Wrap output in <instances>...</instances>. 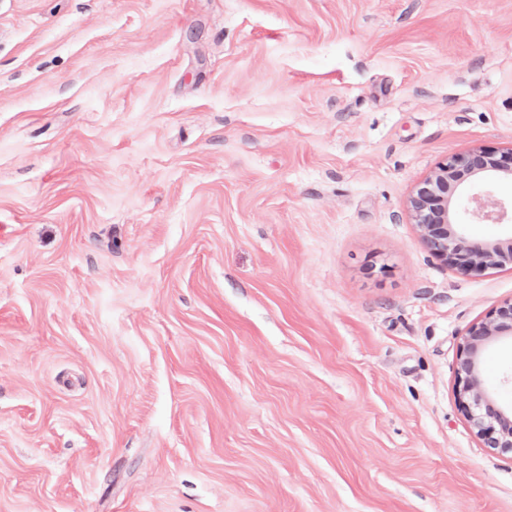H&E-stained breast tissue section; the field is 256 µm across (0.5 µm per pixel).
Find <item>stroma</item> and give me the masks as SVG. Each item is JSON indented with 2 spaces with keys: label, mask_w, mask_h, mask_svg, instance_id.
I'll list each match as a JSON object with an SVG mask.
<instances>
[{
  "label": "stroma",
  "mask_w": 512,
  "mask_h": 512,
  "mask_svg": "<svg viewBox=\"0 0 512 512\" xmlns=\"http://www.w3.org/2000/svg\"><path fill=\"white\" fill-rule=\"evenodd\" d=\"M478 147L512 0H0V512H512V268L408 211ZM504 339L512 341L511 299L466 329L456 361V395L472 433L483 447L498 454H512V406L497 402L484 377L485 354Z\"/></svg>",
  "instance_id": "obj_1"
}]
</instances>
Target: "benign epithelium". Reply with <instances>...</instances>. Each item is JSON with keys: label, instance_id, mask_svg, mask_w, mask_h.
Wrapping results in <instances>:
<instances>
[{"label": "benign epithelium", "instance_id": "7a95c632", "mask_svg": "<svg viewBox=\"0 0 512 512\" xmlns=\"http://www.w3.org/2000/svg\"><path fill=\"white\" fill-rule=\"evenodd\" d=\"M501 180H512V148L449 155L418 184L409 200L410 216L424 247L463 272L511 266L512 237L469 248L465 235L469 224L512 222V202L489 190ZM504 339L512 341L511 299L466 329L456 361V395L483 447L512 454V406L497 402L484 377L485 354Z\"/></svg>", "mask_w": 512, "mask_h": 512}]
</instances>
